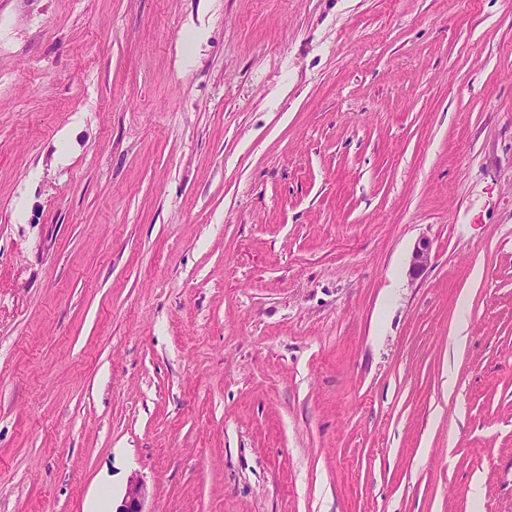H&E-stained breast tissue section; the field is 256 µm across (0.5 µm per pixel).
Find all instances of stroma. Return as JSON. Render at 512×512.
Wrapping results in <instances>:
<instances>
[{
    "label": "stroma",
    "mask_w": 512,
    "mask_h": 512,
    "mask_svg": "<svg viewBox=\"0 0 512 512\" xmlns=\"http://www.w3.org/2000/svg\"><path fill=\"white\" fill-rule=\"evenodd\" d=\"M133 474L512 512V0H0V512ZM431 261V247L426 240H419L415 244L408 265V274L410 277H417L426 270Z\"/></svg>",
    "instance_id": "35a3bbf8"
}]
</instances>
